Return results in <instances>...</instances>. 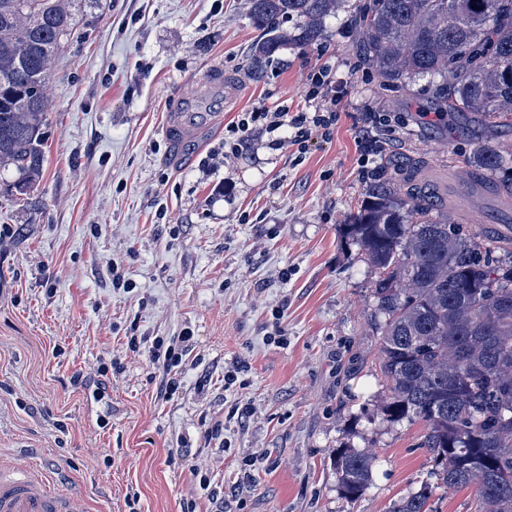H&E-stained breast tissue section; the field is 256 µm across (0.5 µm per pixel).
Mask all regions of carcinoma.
<instances>
[{"label":"carcinoma","mask_w":512,"mask_h":512,"mask_svg":"<svg viewBox=\"0 0 512 512\" xmlns=\"http://www.w3.org/2000/svg\"><path fill=\"white\" fill-rule=\"evenodd\" d=\"M97 0H0V169L27 196L44 176L43 126L54 61L76 25L75 6ZM348 0H250L264 31L253 64L285 44L316 41L327 16ZM364 64L380 85L432 80L438 113H471L512 127V0H368L360 10ZM295 22L294 34L280 24ZM509 153L468 158L471 192L502 169ZM412 159L370 185L342 225L375 270L380 359L390 423H425L422 447L436 484L395 500L390 512H430L434 489H469L475 512H512V237L491 225L455 224L448 198ZM378 459L342 448L333 468L346 499L369 488Z\"/></svg>","instance_id":"1"}]
</instances>
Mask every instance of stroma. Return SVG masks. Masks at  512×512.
Segmentation results:
<instances>
[{"instance_id": "1", "label": "stroma", "mask_w": 512, "mask_h": 512, "mask_svg": "<svg viewBox=\"0 0 512 512\" xmlns=\"http://www.w3.org/2000/svg\"><path fill=\"white\" fill-rule=\"evenodd\" d=\"M361 36L356 8L341 10L256 69L246 0H98L79 15L47 90L43 180L18 203L0 173V455L82 493L89 512H389L428 479L423 424L381 412L375 273L341 226L393 158L438 170L505 138L426 112L424 81L382 89ZM214 64L236 77V101L169 144V103ZM327 111L333 132L305 149L258 128L248 152L224 153L242 113ZM370 112L391 127L367 154ZM186 331L180 386L160 398L127 339ZM340 448L379 457L353 502L332 467ZM197 466L222 500L201 497Z\"/></svg>"}]
</instances>
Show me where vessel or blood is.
<instances>
[{"mask_svg": "<svg viewBox=\"0 0 512 512\" xmlns=\"http://www.w3.org/2000/svg\"><path fill=\"white\" fill-rule=\"evenodd\" d=\"M237 95L233 79L220 66H211L205 81L181 93L168 117L165 131L174 138L196 134L212 119L213 107ZM0 512H88V504L78 493L59 494L51 490L42 473L18 467L0 456Z\"/></svg>", "mask_w": 512, "mask_h": 512, "instance_id": "1", "label": "vessel or blood"}]
</instances>
